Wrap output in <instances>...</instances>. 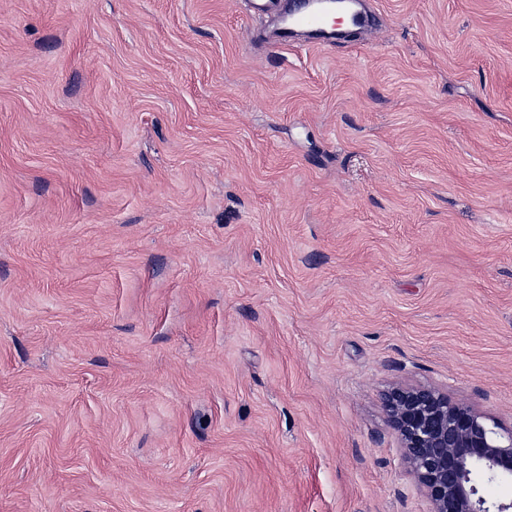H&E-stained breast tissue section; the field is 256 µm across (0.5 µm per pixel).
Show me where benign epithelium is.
Masks as SVG:
<instances>
[{
  "label": "benign epithelium",
  "mask_w": 512,
  "mask_h": 512,
  "mask_svg": "<svg viewBox=\"0 0 512 512\" xmlns=\"http://www.w3.org/2000/svg\"><path fill=\"white\" fill-rule=\"evenodd\" d=\"M384 407L431 512H512V499L482 494L486 483L512 479V431L433 388L393 387Z\"/></svg>",
  "instance_id": "1"
}]
</instances>
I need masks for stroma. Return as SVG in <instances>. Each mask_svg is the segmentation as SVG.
Returning a JSON list of instances; mask_svg holds the SVG:
<instances>
[{
	"label": "stroma",
	"mask_w": 512,
	"mask_h": 512,
	"mask_svg": "<svg viewBox=\"0 0 512 512\" xmlns=\"http://www.w3.org/2000/svg\"><path fill=\"white\" fill-rule=\"evenodd\" d=\"M0 0V512H429L383 398L512 429V0ZM284 0H248L249 8L253 14L259 16H274L279 18V24L268 34V45H288L297 36L298 32L321 33L336 30L339 25L334 19L330 23L333 9L330 5L307 0H296L289 13L283 12ZM340 28V27H339Z\"/></svg>",
	"instance_id": "obj_1"
}]
</instances>
